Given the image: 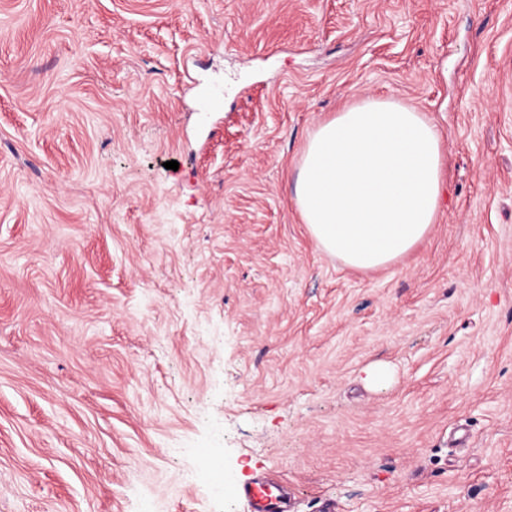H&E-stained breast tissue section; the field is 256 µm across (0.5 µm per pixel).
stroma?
<instances>
[{
  "mask_svg": "<svg viewBox=\"0 0 512 512\" xmlns=\"http://www.w3.org/2000/svg\"><path fill=\"white\" fill-rule=\"evenodd\" d=\"M370 97L446 175L362 271L293 196ZM269 475L512 512V0H0V512H249Z\"/></svg>",
  "mask_w": 512,
  "mask_h": 512,
  "instance_id": "stroma-1",
  "label": "stroma"
}]
</instances>
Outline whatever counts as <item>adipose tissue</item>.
<instances>
[{
	"label": "adipose tissue",
	"instance_id": "obj_1",
	"mask_svg": "<svg viewBox=\"0 0 512 512\" xmlns=\"http://www.w3.org/2000/svg\"><path fill=\"white\" fill-rule=\"evenodd\" d=\"M443 166L438 133L424 113L366 98L310 134L294 201L322 250L349 267L374 270L429 234Z\"/></svg>",
	"mask_w": 512,
	"mask_h": 512
}]
</instances>
